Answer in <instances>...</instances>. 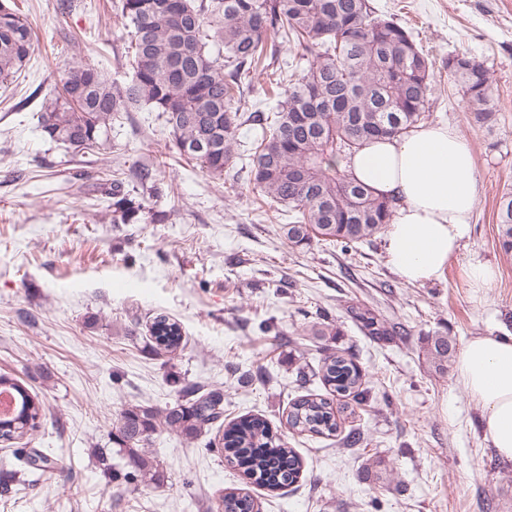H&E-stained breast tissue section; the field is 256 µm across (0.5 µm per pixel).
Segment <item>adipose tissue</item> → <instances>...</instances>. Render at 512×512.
<instances>
[{"instance_id":"adipose-tissue-1","label":"adipose tissue","mask_w":512,"mask_h":512,"mask_svg":"<svg viewBox=\"0 0 512 512\" xmlns=\"http://www.w3.org/2000/svg\"><path fill=\"white\" fill-rule=\"evenodd\" d=\"M476 168L469 141L446 124L373 139L352 154L351 177L396 206L385 251L405 282L441 278L469 239ZM456 372L482 410L492 448L512 461V336L471 337L457 355Z\"/></svg>"}]
</instances>
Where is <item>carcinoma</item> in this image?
Segmentation results:
<instances>
[{
	"label": "carcinoma",
	"instance_id": "cac0c4a2",
	"mask_svg": "<svg viewBox=\"0 0 512 512\" xmlns=\"http://www.w3.org/2000/svg\"><path fill=\"white\" fill-rule=\"evenodd\" d=\"M117 11L130 28L133 74L110 81L93 67L79 66L65 77L62 93L39 112L44 136L77 151L94 150L120 112L145 106L165 118L179 154L214 176L235 164L237 132L261 130L252 142L250 181L288 213L285 233L294 246L313 238L345 249L392 223L394 207L374 196L348 173L353 151L375 137L408 132L430 111L432 62L409 32L373 11L369 0H119ZM296 50L291 68L278 66L284 46ZM33 51L27 20L0 0V78L26 68ZM462 92L466 110L481 124L495 121L487 68L464 54L444 61ZM268 109H244V87L269 95ZM115 212L129 223L140 210L126 180H112ZM499 246L512 254V193L496 213ZM354 318L366 335L388 331L369 309ZM155 348L175 351L182 342L178 322L157 315L151 324ZM454 345L431 339L429 354L439 369L448 366ZM322 379L339 395L365 401L361 370L350 358H323ZM13 393L16 408L0 417V438L20 439L38 427L41 403L17 379L0 375V389ZM224 418V391L190 386L184 399L158 409L129 405L112 424L110 440L125 452L136 476L160 486L165 472L140 453L160 427L194 438ZM288 424L315 435L336 434L332 405L303 396L292 403ZM224 459L247 467L256 483L276 488L294 483L302 463L294 449L273 434L260 416L233 419L224 429ZM25 464L49 471L48 455L33 451ZM224 512H260L248 495L224 492Z\"/></svg>",
	"mask_w": 512,
	"mask_h": 512
}]
</instances>
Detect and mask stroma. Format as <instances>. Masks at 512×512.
Masks as SVG:
<instances>
[{
    "label": "stroma",
    "mask_w": 512,
    "mask_h": 512,
    "mask_svg": "<svg viewBox=\"0 0 512 512\" xmlns=\"http://www.w3.org/2000/svg\"><path fill=\"white\" fill-rule=\"evenodd\" d=\"M15 3L34 52L25 71L0 80V374L37 395L42 416L22 440L0 442V469L16 472H0V512H218L228 488L248 492L261 512H512V462L490 448L455 371H436L426 355L437 334L460 347L512 333V256L496 223L500 197L512 192V0H370L434 60L463 53L492 77V126L475 122L440 68L425 118L457 128L473 149L481 190L467 250L499 271L481 297L460 258L439 281H402L381 233L348 251L318 240L292 246L278 206L246 175L219 179L183 161L148 109L117 114L89 153L45 139L37 115L69 68L130 77L129 30L116 0H73L66 13L58 0ZM141 168L153 186L136 190L137 218L116 223L112 177ZM354 307L374 311L387 339L366 336ZM160 314L182 328L175 353L153 350ZM324 318L337 335H314ZM328 349L361 367L364 404L321 382ZM192 383L223 389L225 421L266 418L301 458L298 481L272 491L227 463L223 423L144 443L163 486L109 480L104 462L122 461L109 440L119 411L165 408ZM310 394L331 403L336 435L289 426L292 403ZM353 429L362 440L344 447ZM20 448L49 453L52 475L32 478L13 459Z\"/></svg>",
    "instance_id": "stroma-1"
}]
</instances>
